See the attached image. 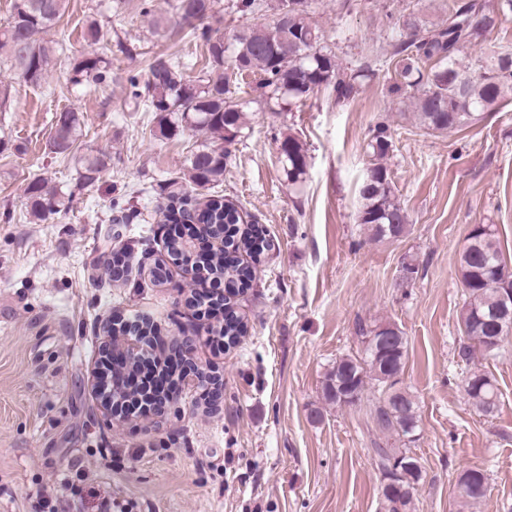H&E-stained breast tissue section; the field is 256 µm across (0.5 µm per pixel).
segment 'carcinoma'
<instances>
[{
  "label": "carcinoma",
  "mask_w": 512,
  "mask_h": 512,
  "mask_svg": "<svg viewBox=\"0 0 512 512\" xmlns=\"http://www.w3.org/2000/svg\"><path fill=\"white\" fill-rule=\"evenodd\" d=\"M220 0H173L178 23L189 18L206 20L218 12ZM67 7V0H14L9 25L0 30V64L25 82L42 86L56 64L58 41L38 38L56 27ZM243 11L272 12L270 24H254L233 35L231 41L208 25L191 26L194 38L203 42L207 62L201 74L188 76L180 62L158 59L150 69L144 90L137 79L128 105L134 111L155 114L154 133L163 138L180 131L204 137L187 159L182 175L167 180L161 191L167 201L162 214L166 223L180 221L188 209L195 210L200 233L208 237L219 230L231 232L224 252L200 250L192 265L195 273L209 280L224 282L238 296L251 287L265 254L272 243L264 231L244 223L238 205L221 195H210L202 203L192 202L185 184L208 190L224 181L229 157L228 146L249 126L247 108L260 103L281 110L304 101L310 95L329 89L336 102L353 97L360 80L372 70L365 64L344 66L324 45L321 28L312 21L316 0H239ZM512 14V0H499L497 8L467 3L448 10L436 23L422 19L417 10L400 13L398 31L392 37V56L397 58L395 90L408 95L416 128L427 134L448 133L473 125L484 115L512 102V52L494 50L491 56L468 60L467 49L483 41L497 27L500 17ZM231 66L224 67L225 57ZM434 65L428 67L426 63ZM257 77L251 87L253 98L244 100L232 91L236 78ZM112 79L109 60L92 51L75 58L71 81L75 85L97 87ZM78 110L60 111L52 127L50 147L56 153L70 151L81 127ZM393 146L391 127L382 121L375 125L366 144L372 166L359 185L361 200L358 223L364 225L374 241H398L409 232V217L402 207L383 160ZM283 170L288 182H304L307 148L297 137L283 136L279 145ZM79 180L94 184L107 167L103 154L88 153L76 158ZM30 219L40 223L65 208V198L44 179L31 182L26 189ZM459 273L466 300L460 312L463 340L459 361L470 365L464 391L470 404L482 415L492 416L498 409L495 378L475 363L477 356L494 358L504 349L512 334V315L501 317L502 298L512 292V268L505 262L495 225L489 231L466 236L459 254ZM248 332L243 318L232 310L224 322L210 333L235 347ZM364 345L362 356L336 358L322 384V399L328 405L345 409L361 404L367 392L375 389L378 400L370 415L379 429L393 431L409 442L416 440L419 418L415 402L402 384L401 376L408 355L404 332L391 323L372 328L358 326ZM377 468L388 485L381 487L384 512H409L423 479L418 457L402 448L373 449ZM456 486L463 506L483 502L488 493V477L478 467L462 469Z\"/></svg>",
  "instance_id": "cac0c4a2"
}]
</instances>
